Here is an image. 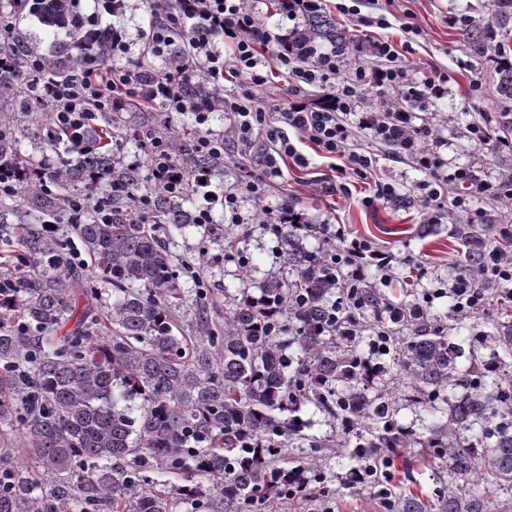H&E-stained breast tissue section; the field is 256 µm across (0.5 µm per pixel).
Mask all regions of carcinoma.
Here are the masks:
<instances>
[{
	"mask_svg": "<svg viewBox=\"0 0 512 512\" xmlns=\"http://www.w3.org/2000/svg\"><path fill=\"white\" fill-rule=\"evenodd\" d=\"M0 12L36 16L66 36L40 53L15 37L0 39V97L16 115L3 125L21 132L50 111L39 89L69 79L79 62H108L116 32L88 29L76 20L73 0H0ZM469 57L491 80L500 120L484 127L497 144L512 135V0H491L489 18L465 15L459 26ZM322 43L342 55L354 40L326 13L283 42L295 53ZM42 61L37 78L27 64ZM202 77L184 78L180 92L208 98ZM123 128L113 113L92 129L101 148L49 168L23 152L20 140L0 135V165L20 171L18 207L0 200V273L12 277L15 299L0 302V512H176L181 501L207 500L210 512H235L273 499L331 498L357 485L377 489L384 512H508L512 499V295L501 296L491 330L465 318L432 321L420 310L397 312L370 282L356 304L336 306L339 270L324 269L309 240L321 226H285L279 239L283 266L295 279L265 280L212 318L206 288L193 289L198 330L187 336L174 310L183 300L177 270L160 238L138 222L132 200L101 223L72 215L79 192L106 191L115 182L131 196L152 194L154 223L177 232L190 223L180 198L152 191L139 174L113 161L112 141ZM176 161L187 174H206L224 160L202 156L194 141L174 138ZM61 220L91 260V285L63 244L45 238L43 224ZM465 246L460 271L478 270L495 250L512 248V226L491 218L455 224ZM112 286V302L98 300L95 283ZM410 333L398 335L402 328ZM368 330L385 345L391 363L339 342ZM468 344L471 356L488 344L487 358L463 373L454 359ZM402 379L427 414L422 430L393 419L388 393ZM310 404L336 425L346 450L339 486L299 459L285 465L295 442L320 448L306 433L301 407ZM420 446L444 468L448 484L431 499L401 490L395 470L405 450ZM25 453L31 464L16 460ZM165 471L181 484L157 488Z\"/></svg>",
	"mask_w": 512,
	"mask_h": 512,
	"instance_id": "obj_1",
	"label": "carcinoma"
}]
</instances>
